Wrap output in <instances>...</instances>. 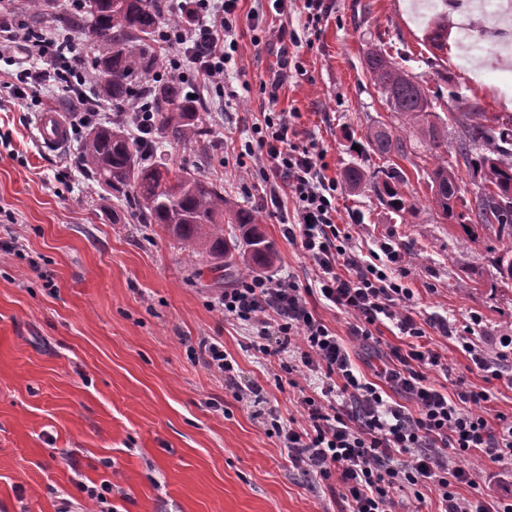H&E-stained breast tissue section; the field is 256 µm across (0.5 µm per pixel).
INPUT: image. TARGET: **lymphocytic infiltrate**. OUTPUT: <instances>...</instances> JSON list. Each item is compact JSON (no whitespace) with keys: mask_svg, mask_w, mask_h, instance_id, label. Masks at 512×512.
Returning a JSON list of instances; mask_svg holds the SVG:
<instances>
[{"mask_svg":"<svg viewBox=\"0 0 512 512\" xmlns=\"http://www.w3.org/2000/svg\"><path fill=\"white\" fill-rule=\"evenodd\" d=\"M192 20L166 31L159 55V74L178 76L174 52L192 65L197 83L220 86L229 61L226 43L233 37L239 0H187ZM38 60L39 68H23L11 80L30 89L61 84L81 102L76 115L87 124L109 108L108 100L85 92L86 74L72 48V35L49 29L32 35L24 22L0 26V59L15 49ZM256 160L266 173V203L282 209L281 187L293 198L285 221L288 240L299 241L312 259V284L261 276L225 291L218 309L225 320L244 322L256 330L253 347L280 361L285 382L296 396L298 415L270 411L266 417L283 442L294 467L315 480L343 490L346 512H421L426 492H436L442 512H512V497L490 504L460 496L458 486H475L477 473L466 461L473 454L512 469V419L492 411L493 394L481 388L449 393L448 360L426 341L428 329L455 339L473 366L489 379L512 387V333L480 346L472 324L449 323L437 315L417 322L414 293L405 286V258L390 240L378 242L362 257L348 228L336 222L328 197L334 183L320 176L319 154L295 145L297 135L287 113L271 112L258 127ZM318 297L328 309L347 314L349 340H342L310 303ZM392 325L405 347L391 348L373 375L355 364L349 342L376 348L374 331ZM206 366L222 376L234 399L248 406L260 402V386L242 383L223 346L200 343ZM317 391H308V381ZM410 488V497L395 493Z\"/></svg>","mask_w":512,"mask_h":512,"instance_id":"f902f5d3","label":"lymphocytic infiltrate"}]
</instances>
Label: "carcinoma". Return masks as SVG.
Masks as SVG:
<instances>
[{
  "mask_svg": "<svg viewBox=\"0 0 512 512\" xmlns=\"http://www.w3.org/2000/svg\"><path fill=\"white\" fill-rule=\"evenodd\" d=\"M84 22L59 17L66 27L79 26L102 46L100 55L86 68L87 80L112 101L116 112L135 108L141 98L151 103L153 127L169 143L185 144L202 134L196 101L183 91L177 79L155 82L159 0H87ZM364 67L388 108L399 114L402 125H371L363 133L368 147L385 159L408 158L422 148L430 160L426 171L430 196L426 202L450 223L474 228L498 225L500 235L512 239V115L487 116L471 107L448 119L435 116L433 101L396 58L372 46L364 54ZM124 120L112 118V126L88 131L81 146L80 163L104 190L121 198L132 195L137 218L144 224H164L182 248L193 253L234 259L237 243L224 238V214L239 225L243 243L250 248V267H269L276 253L258 229L259 211L229 208L224 191L189 174H172L141 163L142 150L124 133ZM455 136V161H448V134ZM472 168L480 179L475 201L457 208L461 182L459 166ZM342 179L356 191L366 180L357 166L345 168ZM405 177L397 167L373 177L380 199L405 215L415 204L406 196ZM504 285L512 284V246L497 261Z\"/></svg>",
  "mask_w": 512,
  "mask_h": 512,
  "instance_id": "1",
  "label": "carcinoma"
}]
</instances>
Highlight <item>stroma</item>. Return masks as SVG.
<instances>
[{
    "label": "stroma",
    "mask_w": 512,
    "mask_h": 512,
    "mask_svg": "<svg viewBox=\"0 0 512 512\" xmlns=\"http://www.w3.org/2000/svg\"><path fill=\"white\" fill-rule=\"evenodd\" d=\"M443 15L450 26L439 51L427 36ZM466 21L480 17L447 0H290L284 14L273 0H241L223 85L184 84L205 134L181 145L157 139L151 161L217 184L233 207L258 209L277 249L263 276L307 285L313 261L285 237L245 153L264 113L291 112L296 144L322 151L323 173L337 183V223L363 247L390 239L409 256L404 283L418 319L479 317L476 334L490 344L512 326V287L501 286L495 268L496 227L470 239L443 220L425 202L426 173L409 159L399 165L416 209L405 219L372 184L352 192L339 181L353 163L369 173L386 166L354 151L352 137L401 124L364 68L371 45L423 84L440 116L462 101L512 113V73L487 77L497 55L459 58ZM278 28L287 32L284 61L264 44ZM38 112L0 90V512H57L66 500L74 512H92L82 488L103 484L117 512H344L340 489L298 473L282 441L200 354L201 338L220 343L243 379L263 387L267 407L295 412L273 367L250 348L252 329L215 308L244 279L243 258L226 273L223 260L189 255L162 225L140 223L124 199L101 200L79 162L85 128L72 131L63 152H43ZM430 336L453 377L490 387L494 410L512 417V389L485 382L455 340Z\"/></svg>",
    "instance_id": "stroma-1"
}]
</instances>
